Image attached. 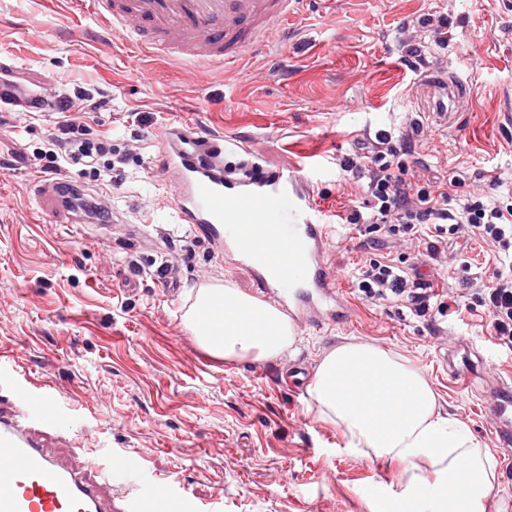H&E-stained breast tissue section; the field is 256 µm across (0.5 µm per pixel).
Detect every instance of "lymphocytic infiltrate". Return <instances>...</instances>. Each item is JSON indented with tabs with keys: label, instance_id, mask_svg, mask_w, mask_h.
Here are the masks:
<instances>
[{
	"label": "lymphocytic infiltrate",
	"instance_id": "lymphocytic-infiltrate-1",
	"mask_svg": "<svg viewBox=\"0 0 512 512\" xmlns=\"http://www.w3.org/2000/svg\"><path fill=\"white\" fill-rule=\"evenodd\" d=\"M413 151L411 136L380 131L368 139L363 153L341 164L344 175L364 181L368 195L364 206L353 207L345 221L371 248L387 239L418 240L429 224L440 236L473 234L497 245L499 269L493 284L483 287L479 303L491 317L495 345L512 350V204L483 194L449 208L447 186L408 179L404 158ZM111 155L110 138L89 137L84 125L67 117L49 140L42 170L57 173L67 165L80 164L90 177L106 178L112 172ZM356 280L365 299L404 302L419 319H430L432 313L442 314L449 308L445 294L436 292L431 282L408 278L386 261L370 260Z\"/></svg>",
	"mask_w": 512,
	"mask_h": 512
}]
</instances>
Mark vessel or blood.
I'll use <instances>...</instances> for the list:
<instances>
[{
    "label": "vessel or blood",
    "mask_w": 512,
    "mask_h": 512,
    "mask_svg": "<svg viewBox=\"0 0 512 512\" xmlns=\"http://www.w3.org/2000/svg\"><path fill=\"white\" fill-rule=\"evenodd\" d=\"M297 0H74L134 52L162 53L182 65L231 70L244 53L286 37ZM237 137L199 134L182 122L160 135V172L174 184L172 208L188 225L248 269L257 288L280 305L294 324L349 317L326 255L333 227L294 170L264 171L251 163L229 178L224 157L249 153ZM44 210L78 223L82 206L71 183L41 182ZM14 404L0 406V512H105L102 490L113 473L139 470L140 454L103 462L88 459L77 470L52 454L46 433L71 432L70 416L49 384L22 375L11 386ZM499 431L512 429V389L497 384L490 406ZM124 512H202L172 483L127 500Z\"/></svg>",
    "instance_id": "obj_1"
}]
</instances>
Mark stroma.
<instances>
[{
    "label": "stroma",
    "mask_w": 512,
    "mask_h": 512,
    "mask_svg": "<svg viewBox=\"0 0 512 512\" xmlns=\"http://www.w3.org/2000/svg\"><path fill=\"white\" fill-rule=\"evenodd\" d=\"M415 47L471 89L449 120L438 118L437 90L411 65ZM0 89L21 98L87 91L100 108L72 120L112 139L111 187L78 165L60 178L97 194L119 223L55 224L34 183L60 114L0 107V347L69 405L86 453L54 437L52 451L76 464L145 453L144 470L113 476L116 498L172 480L209 512H373L397 490L395 464L351 452L340 428L316 418L308 394L281 379L291 365L315 371L326 350L361 340L429 376L445 411L497 459L493 512H512V432H498L489 412L490 385L512 378V352L492 343L489 314L465 285L474 276L491 285V244H449L437 262L418 242L365 248L338 224L326 261L353 310L348 322L302 326L277 360L219 359L183 322L190 297L207 283L251 295L257 288L207 240L186 236L156 165L157 138L173 121L237 136L266 168H301L335 221L366 198L360 182L339 179L340 160L358 153L366 132L410 130L411 181L453 179L458 196L488 190L512 172V0H299L287 38L228 73L132 57L69 0H0ZM129 225L147 226L150 243L128 240ZM370 258L415 261L434 289L458 294L453 312L424 321L402 302L362 299L354 276ZM163 264L179 278L178 292L155 284ZM462 338L477 358L460 390L442 357Z\"/></svg>",
    "instance_id": "1"
}]
</instances>
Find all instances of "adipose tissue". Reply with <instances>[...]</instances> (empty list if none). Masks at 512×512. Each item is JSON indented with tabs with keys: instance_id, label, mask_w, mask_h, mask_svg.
<instances>
[{
	"instance_id": "adipose-tissue-1",
	"label": "adipose tissue",
	"mask_w": 512,
	"mask_h": 512,
	"mask_svg": "<svg viewBox=\"0 0 512 512\" xmlns=\"http://www.w3.org/2000/svg\"><path fill=\"white\" fill-rule=\"evenodd\" d=\"M204 307L223 310L219 330L197 328ZM183 319L202 348L227 360H274L297 341L276 306L228 284L199 289ZM308 395L319 419L343 428L348 449L399 464L400 494L373 512H488L496 458L444 411L420 368L382 346L346 342L322 354Z\"/></svg>"
}]
</instances>
